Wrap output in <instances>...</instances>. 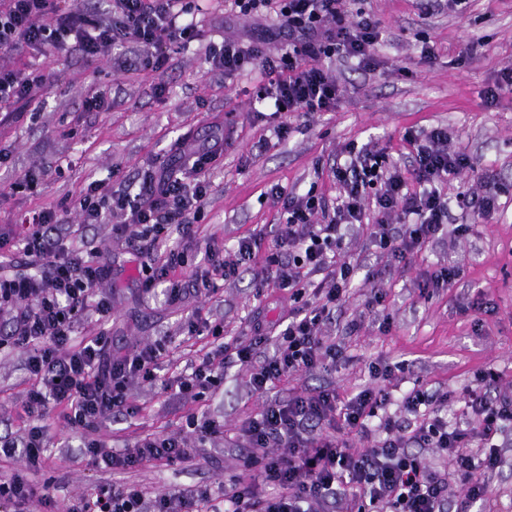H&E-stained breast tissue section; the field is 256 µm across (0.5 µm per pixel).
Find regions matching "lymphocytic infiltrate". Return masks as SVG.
Here are the masks:
<instances>
[{"instance_id": "lymphocytic-infiltrate-1", "label": "lymphocytic infiltrate", "mask_w": 512, "mask_h": 512, "mask_svg": "<svg viewBox=\"0 0 512 512\" xmlns=\"http://www.w3.org/2000/svg\"><path fill=\"white\" fill-rule=\"evenodd\" d=\"M345 0H231L238 17L267 12L279 19L276 30L246 44L233 38L210 42L207 74L230 78L260 62L265 81L256 93L284 139L292 117L312 120L334 111L340 87L331 65L356 61L373 70L380 22L361 12L350 16ZM186 0H0V52L36 49L45 56L77 54L98 58L108 48L133 43L138 54L124 58L123 71L163 73L173 51L200 37ZM281 44L277 56L269 42ZM49 73L0 71V106L6 119L20 120L22 106L44 92ZM233 129L218 133L194 151L177 149L169 166L144 172L137 192L102 198L91 182L73 202L76 223L107 224L122 250L142 259L140 289L164 287L170 304L187 296L213 298L217 284L253 271L256 292L275 287L288 295L284 328L253 322L247 342L224 343V325L195 310L180 326L191 336L209 335L210 351L175 380L158 376L161 351L144 343L122 355L108 348L105 334L82 342L73 335L84 318L112 314V268L101 251L81 249L73 229L64 227L55 209L31 211L10 232H0V258L20 261L15 274L0 272V315L12 325L0 336L1 347L22 349L30 387L24 408L35 423L17 437L0 436V456L20 457L23 466L0 477V512H30L49 506V491L27 477L38 468L48 446L40 425L63 409L71 428L88 433L84 443L90 468L122 473L144 464L169 466L187 461L194 449L224 436V423L188 414L179 432L155 433L109 448L94 434L120 415L132 413L133 383L161 384L182 398L198 401L224 380L234 363L252 366L250 384L263 393L282 380L335 366L344 352L325 332L341 307L357 273V264L341 249L355 225L377 218L370 238L388 267H408L429 243L448 228L449 177L471 167L468 157L449 145L448 132L433 128L422 135L406 133L412 161L408 169L389 161L384 150L351 145L333 163L339 187L336 199L315 189L299 194L281 187L271 193L280 205V221L271 234L252 233L230 248L199 244L197 223L203 217L211 172L224 156ZM182 243L169 244L171 231ZM203 264H195L197 250ZM271 355L256 361L257 351ZM389 392L366 388L350 397L336 390H304L274 400L237 429L247 452L250 473L224 489L162 493L146 499L126 482L99 487L65 512H473L486 500V477L503 463L497 439L512 425V386H501L495 370H486L468 391L465 416L449 419L448 396L412 388L403 398L402 417L387 416ZM366 440L354 450L350 434ZM276 488L258 492L260 483Z\"/></svg>"}]
</instances>
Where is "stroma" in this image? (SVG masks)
<instances>
[{"mask_svg":"<svg viewBox=\"0 0 512 512\" xmlns=\"http://www.w3.org/2000/svg\"><path fill=\"white\" fill-rule=\"evenodd\" d=\"M347 9L371 12L379 19L377 66L367 72L351 65L337 67L342 95L335 111L308 123L293 120V130L282 142L269 137L268 117L253 111L251 92L261 78L260 66H248L229 81L212 77L206 73L202 49L204 42L223 34L249 38L272 29L277 24L272 14L238 19L229 16L226 0H204L198 16L201 42L173 54L161 75L114 71L108 52L93 62L76 56L39 58L31 50L0 54V68L22 70L35 63L55 75L44 106L20 122L0 124V152L7 155L10 177H24L44 159L62 167L45 179L38 194L0 197L4 231L25 211L58 205L90 181L105 180L108 194L137 186L146 170L167 160L177 138L200 144L223 123L233 124L236 133L212 178L202 228L227 247L276 223L279 206L269 194L272 186L302 193L313 186L335 198L331 167L337 151L349 143L377 145L406 167L411 152L405 132L442 126L452 147L469 155L476 171L495 174L503 189L502 207L492 219L429 244L407 268L385 273V297L377 314L363 315L371 285L355 279L328 327L346 356L336 368L290 377L264 395L252 391L249 367L237 364L225 370L218 389L198 402L170 397L157 386H133L135 414L108 421L96 433L112 447L152 433L179 431L192 412L221 419L227 429L223 440L198 449L191 462L125 473V480L149 493L231 487L242 472L234 430L271 397L284 399L319 388L352 396L369 386L389 388L398 398L419 385L448 393V412L454 415L464 389L486 369L498 370L502 383H512V91L492 100L484 96L502 69L512 65V0H468L465 11L445 9L431 16L421 14L417 0H348ZM478 38L483 44L476 55H464L465 44ZM426 45L433 47V59L422 57ZM161 84L166 87L162 93L157 90ZM102 90L110 97V110L84 111L85 96ZM113 260L120 274L109 323L112 350L158 344L165 376L186 370L210 345V337L188 336L178 329L181 318L195 308L223 322L229 343L248 336L253 320L271 326L281 320L283 292L271 288L256 293L251 273L224 283L212 300L190 298L169 307L143 298L137 286L138 259L117 251ZM449 262L462 271L452 288H419L424 273ZM355 318L362 324L352 332L348 325ZM24 359L22 351L0 350V436L20 435L29 424ZM374 364L393 367L392 380L371 377ZM45 425L48 459L32 473L35 485L50 484L55 500L63 503L111 482V473L86 468L81 432L67 428L56 413Z\"/></svg>","mask_w":512,"mask_h":512,"instance_id":"35a3bbf8","label":"stroma"}]
</instances>
